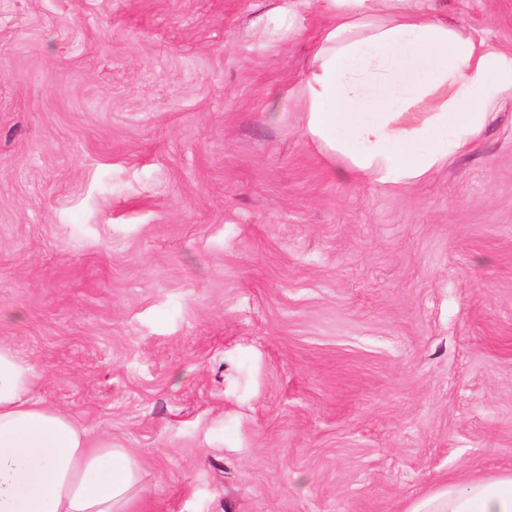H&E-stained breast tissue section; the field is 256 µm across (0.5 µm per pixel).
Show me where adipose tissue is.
<instances>
[{"instance_id": "adipose-tissue-1", "label": "adipose tissue", "mask_w": 512, "mask_h": 512, "mask_svg": "<svg viewBox=\"0 0 512 512\" xmlns=\"http://www.w3.org/2000/svg\"><path fill=\"white\" fill-rule=\"evenodd\" d=\"M364 2L283 0L267 22L294 34L307 8L326 19L300 86L303 134L327 162L344 177L382 185L418 180L512 93V71L461 40L432 0H374L385 11L376 23L360 15ZM35 383L1 346L0 512H129L142 491L137 459L34 399ZM410 512H512V473L449 482Z\"/></svg>"}]
</instances>
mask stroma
Instances as JSON below:
<instances>
[{
  "label": "stroma",
  "instance_id": "35a3bbf8",
  "mask_svg": "<svg viewBox=\"0 0 512 512\" xmlns=\"http://www.w3.org/2000/svg\"><path fill=\"white\" fill-rule=\"evenodd\" d=\"M281 0H0V346L132 512H408L512 472V95L430 177L326 167ZM512 59V0H435ZM278 119H270V112Z\"/></svg>",
  "mask_w": 512,
  "mask_h": 512
}]
</instances>
